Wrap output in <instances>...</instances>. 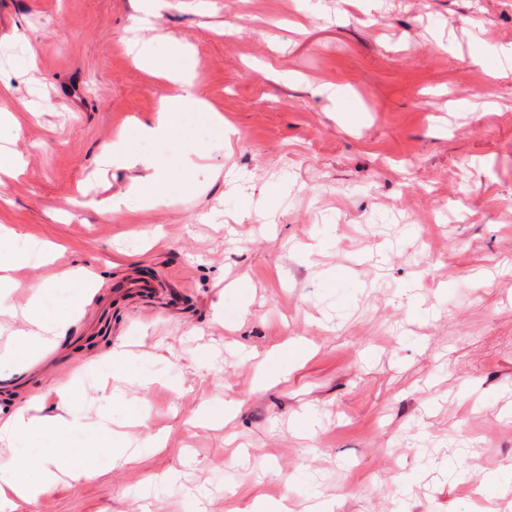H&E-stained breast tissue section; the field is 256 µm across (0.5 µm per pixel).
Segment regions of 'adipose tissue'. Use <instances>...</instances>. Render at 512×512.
<instances>
[{
    "label": "adipose tissue",
    "mask_w": 512,
    "mask_h": 512,
    "mask_svg": "<svg viewBox=\"0 0 512 512\" xmlns=\"http://www.w3.org/2000/svg\"><path fill=\"white\" fill-rule=\"evenodd\" d=\"M128 51L142 68L179 89L178 94L161 100L151 122L141 124V137L149 141L172 142L175 154L185 155V146L174 139L175 128L185 112H204L208 109L207 104L197 100L192 93L196 81L194 67L180 63L182 51L176 46L169 54L163 55L151 43L133 42L129 44ZM107 152L113 163L143 165L146 174L140 178L137 191L144 200H152L166 189L164 166L131 153L123 139L112 141ZM50 254L51 248L47 245L41 246L36 253L25 249L0 251V313H9L6 300L12 291L24 286L30 294L25 312L28 327L17 333L11 350L0 354V382L26 371L42 358L50 345L83 316L85 305L101 286L95 273L83 266L70 269L58 282L43 280L24 283L18 279V271L37 266L48 260ZM62 284L72 286L74 290L72 301L66 304L55 299V293ZM145 420L138 398H126L121 392L113 394L111 411L101 416L94 429L101 440L100 447L94 450L95 455L115 462H131L129 440L125 433L118 431L117 426L121 423L141 425ZM0 446L11 452L7 460L0 462V512H16L22 501L35 502L58 482L62 472H70L75 478H91L98 473L93 465L71 469L76 449L69 434L56 421L31 416L23 408L0 422Z\"/></svg>",
    "instance_id": "ef3b65f1"
}]
</instances>
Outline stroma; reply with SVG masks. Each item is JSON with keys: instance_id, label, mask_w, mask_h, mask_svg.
Instances as JSON below:
<instances>
[{"instance_id": "35a3bbf8", "label": "stroma", "mask_w": 512, "mask_h": 512, "mask_svg": "<svg viewBox=\"0 0 512 512\" xmlns=\"http://www.w3.org/2000/svg\"><path fill=\"white\" fill-rule=\"evenodd\" d=\"M168 2L141 38L187 47L195 96L239 134L188 114L193 184L146 206L143 167L101 161L121 132L135 154L172 156L139 136L177 89L126 50L135 0H0V109L22 159L0 225L58 247L26 278L80 264L103 282L0 386V414L29 406L90 447L107 355L126 350L158 379L136 440L167 435L17 512H247L259 495L290 512H512V0ZM115 194L121 214L101 212ZM122 275L160 291L115 298ZM227 404L224 427L197 425ZM428 443L462 446L458 477L422 465Z\"/></svg>"}]
</instances>
